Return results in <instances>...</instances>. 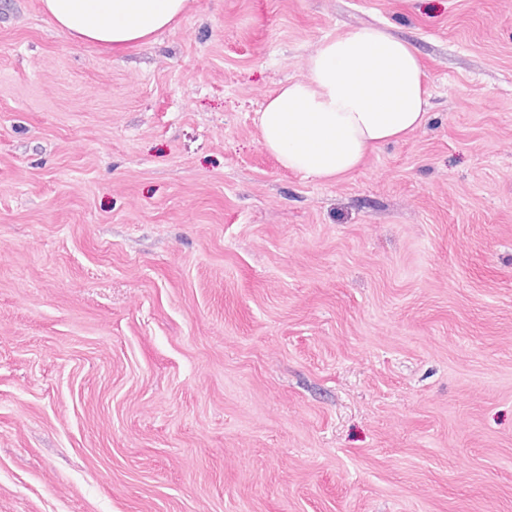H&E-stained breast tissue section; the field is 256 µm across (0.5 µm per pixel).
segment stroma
<instances>
[{
	"label": "stroma",
	"instance_id": "1",
	"mask_svg": "<svg viewBox=\"0 0 512 512\" xmlns=\"http://www.w3.org/2000/svg\"><path fill=\"white\" fill-rule=\"evenodd\" d=\"M363 24L428 119L303 178L256 113ZM0 512H512V0H0ZM187 0H43L48 22L81 42L104 45L112 52L150 43L173 28Z\"/></svg>",
	"mask_w": 512,
	"mask_h": 512
}]
</instances>
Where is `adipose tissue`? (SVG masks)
<instances>
[{"mask_svg": "<svg viewBox=\"0 0 512 512\" xmlns=\"http://www.w3.org/2000/svg\"><path fill=\"white\" fill-rule=\"evenodd\" d=\"M187 0H43L49 23L81 42L121 52L176 25ZM431 90L417 51L377 27L324 39L307 73L258 111L262 147L289 171L341 179L377 148L426 121Z\"/></svg>", "mask_w": 512, "mask_h": 512, "instance_id": "ef3b65f1", "label": "adipose tissue"}]
</instances>
